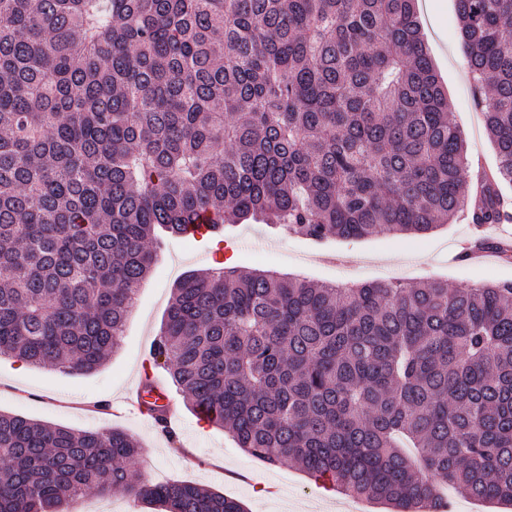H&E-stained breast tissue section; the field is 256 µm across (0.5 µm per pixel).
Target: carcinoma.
I'll list each match as a JSON object with an SVG mask.
<instances>
[{
	"label": "carcinoma",
	"mask_w": 512,
	"mask_h": 512,
	"mask_svg": "<svg viewBox=\"0 0 512 512\" xmlns=\"http://www.w3.org/2000/svg\"><path fill=\"white\" fill-rule=\"evenodd\" d=\"M498 156L466 144L415 0H0V357L90 374L163 237L263 221L315 243L512 219V0H456ZM149 366L250 455L348 497L436 512L432 478L512 504V283L339 287L216 267L173 288ZM130 434L0 411V512L123 487L164 512H245L129 481Z\"/></svg>",
	"instance_id": "obj_1"
}]
</instances>
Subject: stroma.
Here are the masks:
<instances>
[{
	"mask_svg": "<svg viewBox=\"0 0 512 512\" xmlns=\"http://www.w3.org/2000/svg\"><path fill=\"white\" fill-rule=\"evenodd\" d=\"M418 18L428 53L448 94L451 117L460 128L471 160L497 167L498 157L473 97L460 38L455 0H417ZM512 233V222L476 231L463 216L422 235L378 233L359 240L337 239L315 244L264 224L237 225L227 237L233 248L224 266L256 268L340 286L364 281L414 284L438 279L452 288L512 281V261L474 265L458 260L463 245L477 236L496 238ZM213 245L190 239H164L126 325L120 347L93 373L71 375L56 369L25 366L17 370L11 357L0 359V410L77 430L116 428L138 440L142 455L131 475L148 474L154 481L180 480L202 485L242 502L247 512H280L283 494L305 489L313 501L292 512H336L339 493L290 463L270 464L238 448L223 428L200 425L196 412L175 396L176 440L151 421L124 411L136 389L143 362L168 308L175 283L189 272L215 267ZM96 506L103 512H156L153 506L116 488L91 490L71 512Z\"/></svg>",
	"mask_w": 512,
	"mask_h": 512,
	"instance_id": "35a3bbf8",
	"label": "stroma"
}]
</instances>
